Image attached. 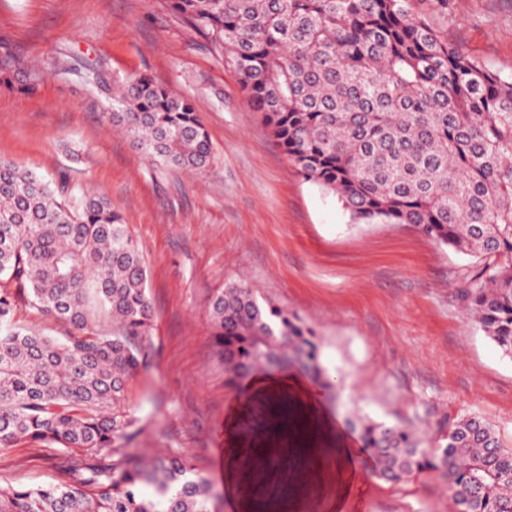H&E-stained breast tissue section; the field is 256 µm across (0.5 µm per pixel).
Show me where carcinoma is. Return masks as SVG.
I'll use <instances>...</instances> for the list:
<instances>
[{"label":"carcinoma","mask_w":512,"mask_h":512,"mask_svg":"<svg viewBox=\"0 0 512 512\" xmlns=\"http://www.w3.org/2000/svg\"><path fill=\"white\" fill-rule=\"evenodd\" d=\"M224 55L299 175L336 194L356 224H412L477 258L456 289L512 356V74L462 53L410 0H169ZM46 71L0 41V87L34 94ZM155 164L196 173L212 144L190 101L147 75L103 106ZM63 179L0 159V446L54 443L66 479L0 485V512H213L210 487L178 456L146 464L127 448L126 383L152 345L147 271L110 201L72 200ZM78 333L60 340L14 321L16 297ZM105 309L112 331L93 324ZM209 317L227 383L256 366L331 384L314 331L238 285ZM399 482L436 471L457 512H512V450L463 416L421 448L405 427L354 423Z\"/></svg>","instance_id":"cac0c4a2"}]
</instances>
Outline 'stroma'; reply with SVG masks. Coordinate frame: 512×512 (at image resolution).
I'll use <instances>...</instances> for the list:
<instances>
[{
  "mask_svg": "<svg viewBox=\"0 0 512 512\" xmlns=\"http://www.w3.org/2000/svg\"><path fill=\"white\" fill-rule=\"evenodd\" d=\"M411 8L467 55L512 72V0ZM0 40L69 68L31 96L0 87V158L106 196L145 261L152 349L123 402L143 461L181 456L218 512H256L270 479L235 451L269 447L268 407L285 400L313 445L288 463V512H455L436 472L400 482L368 472L347 418L406 426L429 445L438 425L472 415L512 449V359L456 296L475 258L410 224L353 223L297 174L223 56L168 0H0ZM88 66L104 89L81 77ZM136 74L192 103L212 144L207 173L154 164L103 120L107 94ZM240 284L313 329L333 386L261 367L226 384L209 306ZM66 455L50 443L0 447V484L58 480Z\"/></svg>",
  "mask_w": 512,
  "mask_h": 512,
  "instance_id": "obj_1",
  "label": "stroma"
}]
</instances>
